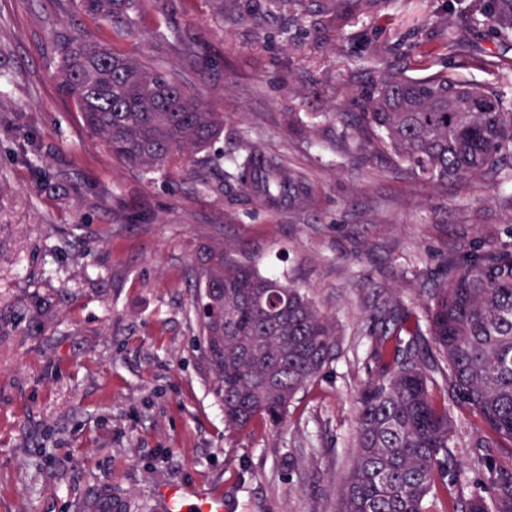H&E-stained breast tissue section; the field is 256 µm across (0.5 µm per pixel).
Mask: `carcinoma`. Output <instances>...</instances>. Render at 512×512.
I'll return each instance as SVG.
<instances>
[{
  "label": "carcinoma",
  "mask_w": 512,
  "mask_h": 512,
  "mask_svg": "<svg viewBox=\"0 0 512 512\" xmlns=\"http://www.w3.org/2000/svg\"><path fill=\"white\" fill-rule=\"evenodd\" d=\"M118 38L135 34L140 0H71ZM283 16L302 0H266ZM378 0H329L330 18L374 9ZM472 15L512 45V0H474ZM58 86L84 127L113 157L137 168H179L224 135V113L138 58L89 34L56 42ZM336 119L360 143L437 186L497 184L512 169V112L489 87L443 71L423 77L380 70L354 112ZM267 206L301 204L302 181L258 149L222 155ZM195 308L212 390L229 430L261 418L277 428L295 395L335 360V321L306 288L262 274L234 247L211 242L195 253ZM374 352L381 369L356 397L355 460L337 512H512V469L484 448L512 447V248L490 245L428 289L421 315L394 300L378 305ZM481 433L456 439V413ZM481 474L469 490L467 471ZM454 497L438 511L435 502ZM77 512H112L95 494Z\"/></svg>",
  "instance_id": "obj_1"
}]
</instances>
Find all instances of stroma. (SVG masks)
<instances>
[{"label": "stroma", "mask_w": 512, "mask_h": 512, "mask_svg": "<svg viewBox=\"0 0 512 512\" xmlns=\"http://www.w3.org/2000/svg\"><path fill=\"white\" fill-rule=\"evenodd\" d=\"M471 2L380 0L321 34L265 0H152L160 28L117 42L69 0H0V512H75L105 487L112 512H167L174 487L220 495L224 512H336L355 398L380 370L372 306L419 309L448 256L512 246V180L436 187L343 137L335 115L424 42L437 69L512 101ZM78 31L201 95L224 115L213 153L279 159L304 203L268 208L223 165L114 159L56 84L55 42ZM188 39L190 60L177 51ZM214 241L309 288L336 320V361L279 428H224L194 308L196 249Z\"/></svg>", "instance_id": "1"}]
</instances>
